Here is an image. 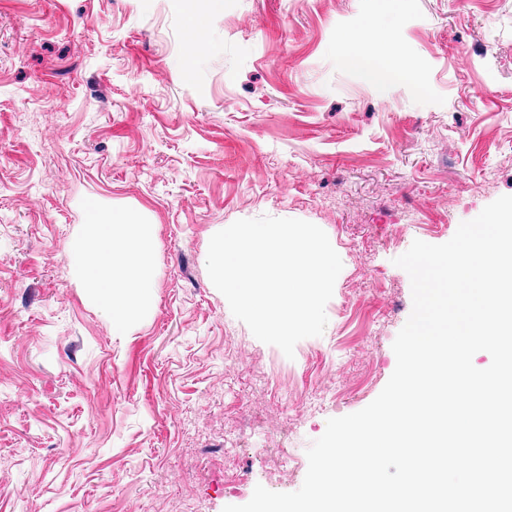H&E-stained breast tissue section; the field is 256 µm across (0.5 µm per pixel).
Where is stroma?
Here are the masks:
<instances>
[{
    "instance_id": "35a3bbf8",
    "label": "stroma",
    "mask_w": 512,
    "mask_h": 512,
    "mask_svg": "<svg viewBox=\"0 0 512 512\" xmlns=\"http://www.w3.org/2000/svg\"><path fill=\"white\" fill-rule=\"evenodd\" d=\"M0 0V512H223L294 492L391 377L394 265L512 195V0ZM201 27V50L183 39ZM397 75L347 62L363 27ZM150 227L114 321L74 252ZM320 227L343 268L286 357L235 318L212 236Z\"/></svg>"
}]
</instances>
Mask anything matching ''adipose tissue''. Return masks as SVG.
<instances>
[{"mask_svg": "<svg viewBox=\"0 0 512 512\" xmlns=\"http://www.w3.org/2000/svg\"><path fill=\"white\" fill-rule=\"evenodd\" d=\"M92 256L83 266L87 288L98 294L102 305L114 316L130 313L144 284L148 270L147 232L144 225L125 213H116L105 222L89 225ZM123 238V249L113 242Z\"/></svg>", "mask_w": 512, "mask_h": 512, "instance_id": "1", "label": "adipose tissue"}]
</instances>
